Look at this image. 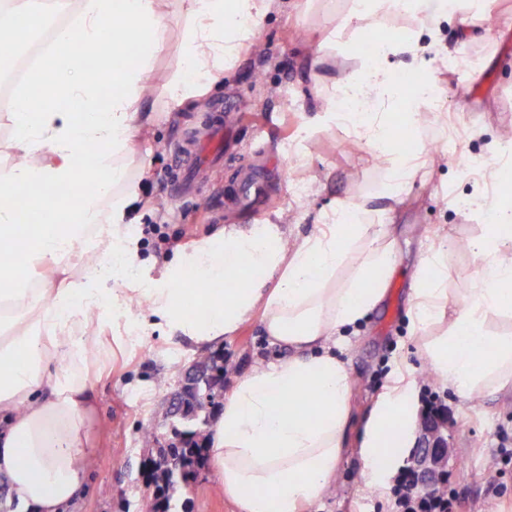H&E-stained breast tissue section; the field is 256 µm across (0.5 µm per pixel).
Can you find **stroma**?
Returning a JSON list of instances; mask_svg holds the SVG:
<instances>
[{"label": "stroma", "mask_w": 512, "mask_h": 512, "mask_svg": "<svg viewBox=\"0 0 512 512\" xmlns=\"http://www.w3.org/2000/svg\"><path fill=\"white\" fill-rule=\"evenodd\" d=\"M350 6L351 0H288L257 21L256 38L241 49L223 79L169 112L165 83L178 63L183 28L177 5H170L169 48L156 60L144 102L155 119L136 140L148 176L138 188L140 206L132 214L135 243L142 244L149 224L169 237L173 251H191L203 236L256 221L286 225L291 237H303L316 225L330 223L340 199L368 200L374 218H381L387 205L384 170L373 163L364 140L336 124L330 105L317 94L322 80L341 79L358 65L363 34L347 22ZM475 28L476 40L464 42L455 22H442L438 52L406 50L386 62L395 76L434 75L447 114L429 119L413 136L422 168L392 227L396 270L379 307L353 328L352 347L344 354L355 381L348 445L334 489L307 512H390L388 488L361 481L357 437L379 397L398 378L418 398L434 396L443 411L449 455L441 473L464 500V512H512V470L502 471L499 457L500 449L512 448V393L462 399L443 389L428 369L409 312L416 269L428 248L442 242L448 246L446 313L461 303L480 260L458 244L483 232L487 218L478 201L501 193L486 170L497 163L503 130L512 129V0H485ZM339 29L352 44L335 52L329 41ZM443 52L461 59L462 67L444 70ZM217 102L227 107L237 152L206 174L195 195L173 200V149L184 127ZM452 131L456 147L435 151V144ZM257 151L272 176L270 199L256 219L222 206L220 195L235 190L242 161ZM477 159L482 162L478 168L473 165ZM220 351L225 364L236 366L241 376L257 361L288 355L287 348L270 346L256 317L226 337ZM200 357L179 334L156 324L105 362L94 382L97 453L74 512H153L144 468L151 451L142 435L150 428L167 433L168 399L184 370ZM177 498L187 512H235L207 463Z\"/></svg>", "instance_id": "1"}]
</instances>
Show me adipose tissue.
Segmentation results:
<instances>
[{"instance_id":"adipose-tissue-1","label":"adipose tissue","mask_w":512,"mask_h":512,"mask_svg":"<svg viewBox=\"0 0 512 512\" xmlns=\"http://www.w3.org/2000/svg\"><path fill=\"white\" fill-rule=\"evenodd\" d=\"M185 18L179 63L167 82L173 109L204 94L234 62L255 21L278 0H178ZM473 0H450L444 15L425 0H366L349 13L362 29L401 16L435 31L455 18L472 39ZM69 14L43 63L17 86L4 118L11 164L0 167V481L21 512H68L87 483L95 404L93 384L109 353L92 325L137 335L133 307L200 348L221 345L260 316L271 345L288 358L255 365L225 398L209 427L207 457L224 495L238 512H306L334 483L349 423L352 377L341 350L357 324L381 301L395 268L386 224L409 194L419 170L384 111L402 101L403 85L371 56L332 83L330 95L357 103L348 124L371 147L386 175L391 202L383 223L370 221L366 202L339 201L337 223L287 242L280 225L230 228L204 238L165 265L151 288L103 287L108 262L136 270L139 254L128 215L138 200L143 167H132L135 140L146 124L143 101L156 57L169 45L163 0H0V46L25 27ZM140 45L136 65L87 66L86 49ZM114 87L112 97L103 88ZM64 108H57V101ZM99 148L87 169L89 148ZM55 188L53 198L39 188ZM494 215L471 250L482 258L472 288L445 332L431 334L448 301V250L435 249L431 279L412 295L413 331L423 338L432 374L462 398L512 390V334L489 335L490 314L512 311V209L483 203ZM43 215L20 230L18 215ZM193 271L200 289L185 279ZM241 277L214 294L207 282ZM196 295L203 314L184 306ZM417 405L408 387L393 386L372 409L360 439V477L383 483L403 467L416 443Z\"/></svg>"}]
</instances>
